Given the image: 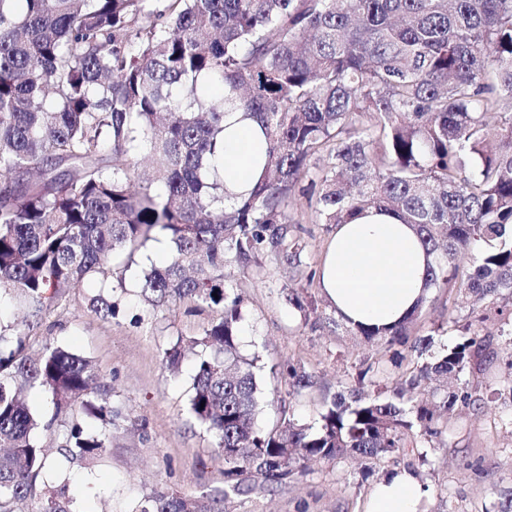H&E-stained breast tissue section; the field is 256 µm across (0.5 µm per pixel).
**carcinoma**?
Wrapping results in <instances>:
<instances>
[{
	"label": "carcinoma",
	"instance_id": "obj_1",
	"mask_svg": "<svg viewBox=\"0 0 512 512\" xmlns=\"http://www.w3.org/2000/svg\"><path fill=\"white\" fill-rule=\"evenodd\" d=\"M218 85L224 96L209 97ZM258 124L263 173L240 196L211 162L224 116ZM319 187L310 220L347 224L375 208L419 237L428 287L485 304L476 322L503 314L512 292V0H0V292L25 320L0 329V512L32 500L36 512H72L64 485H37L51 467L32 439L40 423L22 397L51 394L73 421L66 455L99 457L112 444V385L93 362L46 340V315L72 289L162 236L163 266L141 267L140 296L154 318L172 306L204 315L200 331L163 349L179 372L196 363L186 413L224 452V489L157 491L132 512H226L306 475L304 461L400 453L427 460L460 407L479 405L467 384L433 400L431 380L481 370L479 330L437 355L410 341L429 297L391 328L350 331L392 351L424 355L388 390L360 370L349 396L324 402L311 429L286 416L260 426L259 353L240 350L245 299L224 275L263 276L278 262L311 286L306 242L290 208ZM88 298L112 319L123 272ZM288 303L308 315L304 293ZM296 394L314 375L289 363ZM101 423L86 432L74 417Z\"/></svg>",
	"mask_w": 512,
	"mask_h": 512
}]
</instances>
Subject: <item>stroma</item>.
<instances>
[{"instance_id":"1","label":"stroma","mask_w":512,"mask_h":512,"mask_svg":"<svg viewBox=\"0 0 512 512\" xmlns=\"http://www.w3.org/2000/svg\"><path fill=\"white\" fill-rule=\"evenodd\" d=\"M308 196L296 195L291 214L307 244L311 268H318L335 228L309 219ZM246 298L240 332L244 353H260L264 389L276 388L280 398L258 416L259 424L287 413L299 423L317 426L321 402L347 393L363 361L376 354L362 337L341 323L321 288H309L317 310L302 315L283 293L289 284L287 268L269 265L264 278L235 273ZM128 293L124 312L103 320L86 308L98 293L100 280L73 289L65 307L52 312L40 335L89 358L112 384V403L121 415L112 428V445L97 459L85 462L59 459L53 481L68 484L74 512H129L136 501L158 489L196 495L224 487V456L214 450L207 434L186 421V407L194 374L193 358H186L178 375H170L161 353L177 337L195 335L201 317L174 307L155 319L137 322L142 311L134 271L126 273ZM468 304L440 293L427 307L417 328L430 337L439 353L461 341L460 331H434V324L466 316ZM493 356L486 371L465 374L471 390L486 398L481 410L456 412L448 430L436 442L426 464L413 455L375 461L377 476L390 471L415 470L425 489L423 512H499L512 497V324L490 322L484 328ZM295 362L313 372L315 383L302 396L289 395L271 370ZM362 464L354 458L313 461L298 483L275 489L260 498H236L229 512H364L375 485L363 480Z\"/></svg>"}]
</instances>
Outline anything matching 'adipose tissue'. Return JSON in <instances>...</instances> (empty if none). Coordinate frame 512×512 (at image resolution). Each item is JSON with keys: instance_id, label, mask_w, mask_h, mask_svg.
<instances>
[{"instance_id": "ef3b65f1", "label": "adipose tissue", "mask_w": 512, "mask_h": 512, "mask_svg": "<svg viewBox=\"0 0 512 512\" xmlns=\"http://www.w3.org/2000/svg\"><path fill=\"white\" fill-rule=\"evenodd\" d=\"M224 182L235 193L250 190L262 174L260 131L238 113L224 118ZM428 259L414 231L393 213L371 209L338 225L319 269L326 300L338 319L389 327L425 294ZM422 487L401 470L381 481L365 512H416Z\"/></svg>"}]
</instances>
